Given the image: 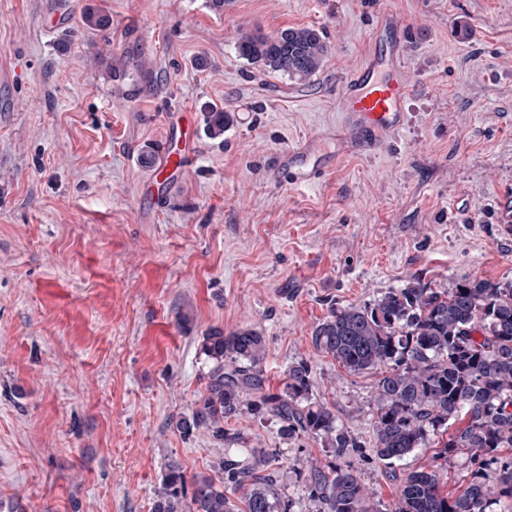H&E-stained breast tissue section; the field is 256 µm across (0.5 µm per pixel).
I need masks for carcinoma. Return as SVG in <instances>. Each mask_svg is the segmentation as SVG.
Returning a JSON list of instances; mask_svg holds the SVG:
<instances>
[{"instance_id":"carcinoma-1","label":"carcinoma","mask_w":512,"mask_h":512,"mask_svg":"<svg viewBox=\"0 0 512 512\" xmlns=\"http://www.w3.org/2000/svg\"><path fill=\"white\" fill-rule=\"evenodd\" d=\"M83 24L105 31L108 16L89 11ZM239 55L267 73L306 83L322 68L329 46L316 29L289 27L271 34H242ZM228 115L207 113L208 135L224 134ZM315 347L355 374L380 369L376 380V457L391 466L432 437L447 435L436 459H466L470 479L457 496L441 493L439 469L415 471L399 480L391 512H496L512 499V282L479 280L440 291L419 281L393 289L371 305L333 307L313 331ZM200 353L212 363L205 393L192 416L179 421L185 432L205 426L224 437V419L238 413L244 392L257 386L266 342L253 328L229 334L212 329ZM231 367L224 368V362ZM253 404L277 417L282 435L321 439L338 459L359 447L336 415L310 397L309 369H288L278 394ZM221 476H197L189 512H239L228 490L243 492L246 512H290L271 483L228 455ZM319 512H379L351 468L308 475ZM185 481L172 469L154 512H183Z\"/></svg>"}]
</instances>
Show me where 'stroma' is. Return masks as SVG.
<instances>
[{"mask_svg":"<svg viewBox=\"0 0 512 512\" xmlns=\"http://www.w3.org/2000/svg\"><path fill=\"white\" fill-rule=\"evenodd\" d=\"M43 2L0 0V512H154L171 468L213 477L228 454L292 512H319L305 478L334 456L254 414L255 393L223 438L178 427L207 383L203 335L246 327L266 340L262 392L309 365L312 400L361 443L345 464L387 512L436 447L378 460L375 374L312 334L413 280L512 281V0H75L55 31ZM384 9L419 85L405 128L317 181L273 182L281 151L339 121L330 89ZM90 10L111 29L85 28ZM298 26L330 46L310 84L237 52L240 32ZM115 62L139 98L114 95ZM175 104L199 160L157 211L140 186ZM214 107L231 116L217 139Z\"/></svg>","mask_w":512,"mask_h":512,"instance_id":"1","label":"stroma"}]
</instances>
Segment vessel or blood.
Returning a JSON list of instances; mask_svg holds the SVG:
<instances>
[{
  "label": "vessel or blood",
  "instance_id": "b4317fda",
  "mask_svg": "<svg viewBox=\"0 0 512 512\" xmlns=\"http://www.w3.org/2000/svg\"><path fill=\"white\" fill-rule=\"evenodd\" d=\"M74 0H48L45 13L52 30L67 27L73 18ZM405 26L392 11L377 17L372 45L364 62L343 74L336 85L337 110L341 115L335 130L311 136L292 147L282 157L272 176L289 182L313 181L320 172L308 167L310 158L320 156L324 141L336 144L335 158L345 161L353 156L379 152L387 135L399 132L406 118V104L416 88L405 52ZM161 150L156 183L179 177L197 155L187 144V131L179 116H172Z\"/></svg>",
  "mask_w": 512,
  "mask_h": 512
}]
</instances>
